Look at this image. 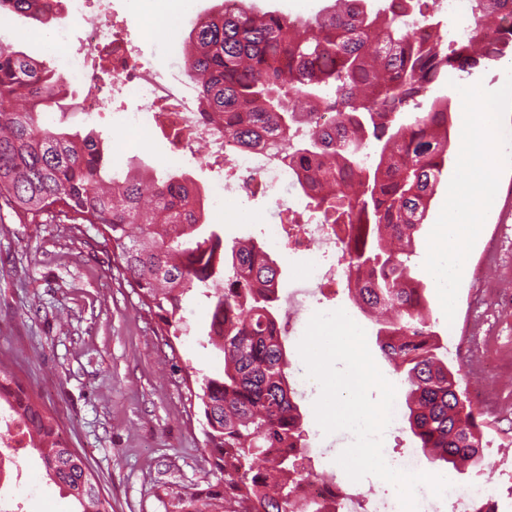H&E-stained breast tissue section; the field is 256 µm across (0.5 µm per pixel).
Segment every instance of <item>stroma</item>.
<instances>
[{
	"mask_svg": "<svg viewBox=\"0 0 512 512\" xmlns=\"http://www.w3.org/2000/svg\"><path fill=\"white\" fill-rule=\"evenodd\" d=\"M222 0H193L192 10L177 34L158 28L146 34L142 19L133 17L128 0H90L107 20L124 30L157 69H166L174 52L183 51L192 20L217 11ZM43 29L22 17L0 26V42L13 45L63 73L65 45L47 47ZM512 69V56L489 61L467 73H454L449 83L431 89V97H449L455 118H462L457 85L482 84L499 89ZM139 108L129 97L116 99L111 110L96 122L82 114L53 111L41 116L46 127L64 126L99 141L107 165L127 170L131 161L152 167L154 159L172 152L167 131L142 126L129 129L122 115ZM449 177H442L431 202L428 219L417 239L410 266L427 284L431 321L440 343L460 346V328L472 310V282L461 283L456 313L446 320L435 284L423 267L427 238L445 202ZM512 201V166L503 170L493 204L469 255L470 265L485 261L486 245L497 238L501 257L512 260V218L503 205ZM270 200L253 197L206 207L208 223L224 236L226 245L237 241L269 242L267 216ZM319 309H344L366 331L375 362L396 385V400L404 402L405 388L393 367L378 354L375 326L354 307L347 292L328 291L316 296ZM190 335L165 345L157 324L130 287L112 246L96 226L66 231L64 223L46 218L23 224L10 209L0 208V360L10 364L28 387L57 415L62 438L88 462L98 478L112 512H165L175 491H195L223 482L205 446L203 417L198 408L199 384L192 370L217 373L222 359L202 347L195 329L208 319L204 300L188 303L183 312ZM314 396L298 398L303 415V448L298 471H337L336 459L352 442L346 431L319 433ZM24 477L36 478V488H20L25 512H73L70 497L43 479L32 449L20 451Z\"/></svg>",
	"mask_w": 512,
	"mask_h": 512,
	"instance_id": "obj_1",
	"label": "stroma"
}]
</instances>
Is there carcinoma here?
Here are the masks:
<instances>
[{
	"instance_id": "obj_1",
	"label": "carcinoma",
	"mask_w": 512,
	"mask_h": 512,
	"mask_svg": "<svg viewBox=\"0 0 512 512\" xmlns=\"http://www.w3.org/2000/svg\"><path fill=\"white\" fill-rule=\"evenodd\" d=\"M193 22L186 64L201 111L251 149L280 139L289 167L322 224L349 244L346 266L361 277L352 301L377 325L382 356L403 375L407 421L417 447L443 466L485 461L482 414L462 389L461 361L448 366L434 342L426 288L409 265L443 171L453 161L451 101L419 98L450 72L512 53V0H470L471 35L444 40L428 0H336L323 15L256 16L236 0ZM57 0H0V17L48 26ZM425 34L413 36L409 19ZM63 79L0 43V199L22 223L63 216L76 229L100 226L130 286L163 336L189 334L183 305L203 296L204 346L224 372L202 375L206 446L223 486L176 492L179 512H290L302 413L286 369L275 284L280 270L263 247L226 248L205 227L199 189L184 173L161 178L139 165L107 174L99 143L39 123ZM337 113L336 137L322 133L310 105ZM22 427L49 481L76 512H109L94 472L61 438L56 417L0 361V407Z\"/></svg>"
}]
</instances>
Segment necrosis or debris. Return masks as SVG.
<instances>
[{"label": "necrosis or debris", "instance_id": "necrosis-or-debris-1", "mask_svg": "<svg viewBox=\"0 0 512 512\" xmlns=\"http://www.w3.org/2000/svg\"><path fill=\"white\" fill-rule=\"evenodd\" d=\"M88 0H66L63 22L53 25L51 36L70 42L68 79L83 87L94 81L98 68L108 65L112 71L111 96L133 97L148 111L150 122L164 126L178 135V152L172 155L170 166H179L185 156H195L197 145H206L208 155L231 166L235 177L229 182H217L211 200L245 201L262 195L274 201V239L305 240L313 243L319 259L304 279L288 290L287 303L295 316L310 314V299L318 291L345 288L349 276L343 261L335 260L340 243L331 225L297 217L287 200L288 192L296 187V177L287 161L277 156L272 144L241 149L234 139L225 136L202 112L197 85L185 69L184 59H177L166 72H158L138 51L129 48L120 31L102 25L90 16L85 7ZM111 96L97 92L83 95L81 111L89 120H96L108 107ZM482 375L476 383V400L484 414L491 418L501 415L500 395L493 384L503 368L494 342H487ZM296 501L307 512H363V498L344 491L336 473L319 474L300 482Z\"/></svg>", "mask_w": 512, "mask_h": 512}]
</instances>
